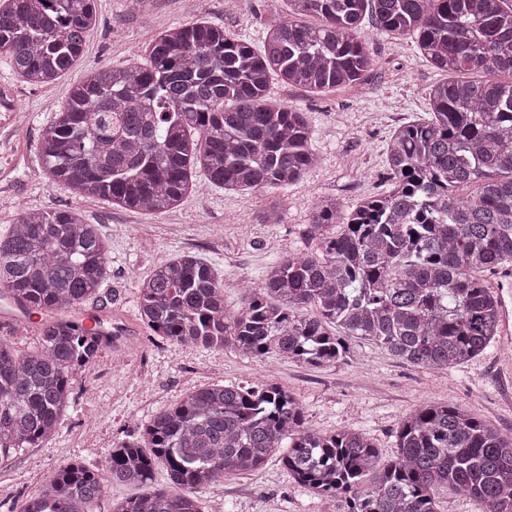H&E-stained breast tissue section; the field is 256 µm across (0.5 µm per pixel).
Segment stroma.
Segmentation results:
<instances>
[{
  "instance_id": "obj_1",
  "label": "stroma",
  "mask_w": 512,
  "mask_h": 512,
  "mask_svg": "<svg viewBox=\"0 0 512 512\" xmlns=\"http://www.w3.org/2000/svg\"><path fill=\"white\" fill-rule=\"evenodd\" d=\"M99 23L76 64L52 84L25 82L0 55V86L12 89L17 107L0 112V236L21 210H74L109 244L108 277L76 309L107 322H122L127 342H114L91 366L72 376L71 404L56 436L0 463V512H20L58 468L73 462L101 465L113 444L139 437L159 411L192 389L213 383L279 385L301 402L309 425L321 433H366L382 459L396 452L401 421L425 403H453L512 435V369L504 364L512 344L495 338L475 359L435 372L403 362L364 340L349 342L345 362L312 366L269 357L258 361L227 348L181 346L156 336L139 321V288L154 264L186 252L210 262L224 286V305L239 308L242 285L260 288L266 268L289 253H312L317 241L310 214L316 200L333 195L350 209L384 191L387 140L395 127L424 117L431 85L443 73L420 56L409 35L379 32L371 19L362 31L374 65L358 84L325 94L307 93L272 80L273 100L306 112L312 147L320 158L303 179L282 193L283 221L261 224L265 191L234 192L202 183L177 208L160 216L128 210L102 199H81L51 179L39 153L71 88L90 68L143 61L163 29L195 20L222 26L260 46L267 26L288 17L282 0H96ZM39 314L20 312L0 298V336L17 353L38 344ZM205 512H322L318 497L298 485L279 459L254 474L228 476L202 493Z\"/></svg>"
}]
</instances>
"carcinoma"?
I'll use <instances>...</instances> for the list:
<instances>
[{
  "label": "carcinoma",
  "instance_id": "carcinoma-1",
  "mask_svg": "<svg viewBox=\"0 0 512 512\" xmlns=\"http://www.w3.org/2000/svg\"><path fill=\"white\" fill-rule=\"evenodd\" d=\"M288 20L262 47L205 21L169 27L149 60L94 67L75 85L39 151L51 177L82 198L160 215L198 191L192 172L233 191L286 190L316 164L305 113L268 99L270 79L326 93L371 70L364 16L387 35H414L421 54L456 75L428 92L430 118L387 143L391 188L353 210L316 201L315 253L270 265L240 308L201 258L158 262L143 281L139 316L180 345H233L262 360H346L347 341H370L443 371L479 356L499 335L501 301L481 279L512 265V75L509 0H286ZM307 16L320 23L309 25ZM95 0H0V53L31 84H50L81 56ZM474 188L472 195L462 191ZM108 274V245L69 210L23 213L0 237V295L44 315L38 345L19 355L0 337V462L57 433L72 372L110 345L64 313ZM279 460L301 486L343 512H438L450 487L482 512H512V435L450 404L414 408L396 454L372 439L306 424L301 403L275 384L214 383L157 413L140 440L122 441L95 468L53 472L21 512H97L111 485H141L165 465L170 486L112 512H202L198 493L226 475Z\"/></svg>",
  "mask_w": 512,
  "mask_h": 512
}]
</instances>
